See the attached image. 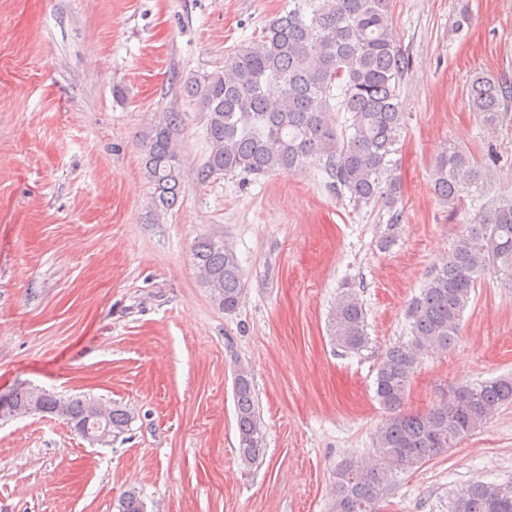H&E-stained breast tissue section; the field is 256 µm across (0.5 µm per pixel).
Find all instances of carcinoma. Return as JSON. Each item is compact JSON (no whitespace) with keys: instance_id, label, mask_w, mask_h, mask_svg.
Here are the masks:
<instances>
[{"instance_id":"cac0c4a2","label":"carcinoma","mask_w":512,"mask_h":512,"mask_svg":"<svg viewBox=\"0 0 512 512\" xmlns=\"http://www.w3.org/2000/svg\"><path fill=\"white\" fill-rule=\"evenodd\" d=\"M408 58L392 33L389 0H288V9L258 39L224 56V70L185 83L205 112L208 155L198 180L235 173L298 172L318 163L336 195L356 204L381 203L389 214L379 246L395 239L400 212L398 144L405 122L401 84ZM469 102L483 126L496 129L512 105V85L477 75ZM178 116L157 126L144 149V171L155 206L172 208L185 191L173 131ZM493 176L454 145L443 147L431 169V186L453 204L468 196L478 204L465 233L433 266L420 294L408 304V339L387 347L377 366L375 398L388 412L377 429L374 458L351 457L336 468L331 512H377V503L401 471L421 466L512 404V376L458 386L423 414L404 411L410 381L423 355L458 339L472 292L489 271L512 288V197L484 201ZM191 263L200 285L225 313L244 297L240 262L220 238H198ZM332 342L347 353L368 343L366 311L350 287L336 297L329 321ZM233 396L239 458L251 467L263 460L265 433L250 371H234ZM92 398H62L22 390L16 406L65 420L85 419ZM131 411L112 404L107 423L114 436L128 429ZM118 512H146L130 489ZM451 512H512V482L473 481L453 499Z\"/></svg>"}]
</instances>
